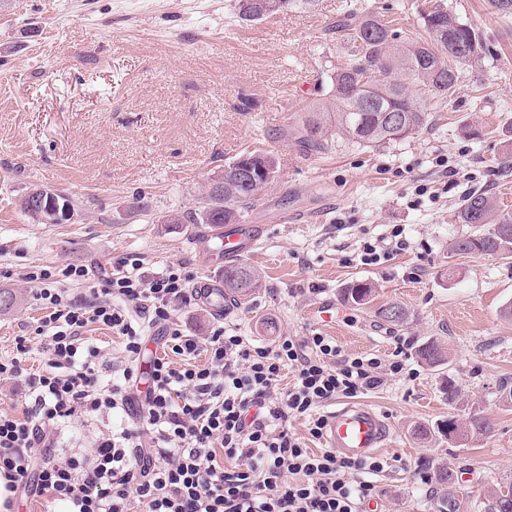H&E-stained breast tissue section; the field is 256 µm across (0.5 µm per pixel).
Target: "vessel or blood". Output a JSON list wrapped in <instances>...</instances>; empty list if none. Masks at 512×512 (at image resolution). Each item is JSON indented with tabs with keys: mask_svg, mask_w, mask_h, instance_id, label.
Returning <instances> with one entry per match:
<instances>
[{
	"mask_svg": "<svg viewBox=\"0 0 512 512\" xmlns=\"http://www.w3.org/2000/svg\"><path fill=\"white\" fill-rule=\"evenodd\" d=\"M264 234L260 224H238L225 230L224 256L235 259L251 253ZM390 429L383 416L366 405L340 403L329 413L324 434L328 448L352 459L374 455L387 445Z\"/></svg>",
	"mask_w": 512,
	"mask_h": 512,
	"instance_id": "b4317fda",
	"label": "vessel or blood"
}]
</instances>
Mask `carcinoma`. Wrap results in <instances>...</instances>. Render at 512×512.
Here are the masks:
<instances>
[{
    "label": "carcinoma",
    "mask_w": 512,
    "mask_h": 512,
    "mask_svg": "<svg viewBox=\"0 0 512 512\" xmlns=\"http://www.w3.org/2000/svg\"><path fill=\"white\" fill-rule=\"evenodd\" d=\"M427 37L422 40L398 41L397 32L380 21L363 4L356 2L336 20L332 30L349 40L351 58L336 66L330 76L325 101L313 105L298 130L305 147L317 153L330 148L323 133L324 120L333 118L336 128L362 147L381 146L405 139L425 126L427 112L414 99L444 98L453 94L459 81L460 67L479 57L483 49L481 36L467 22L447 10H431L421 15ZM361 99H370L372 110L356 112ZM261 188L246 185L226 174L207 193L206 206L189 212L187 224H211L222 228L239 220V210L251 208L259 201ZM459 218L476 231L454 241L450 252L497 254L512 258V211L501 208L495 197L472 191L462 200ZM261 287L257 271L238 264L224 267V297L243 299ZM373 288L355 282L344 291V299L356 306L372 301ZM375 315L395 326L407 324L408 311L399 304L379 306ZM427 366H441L448 352L431 342L418 350ZM495 428L490 418L473 412L462 427V435L486 437ZM430 479L441 492L439 507L451 503L450 512H461L455 495L456 485L449 481V468L441 465ZM487 512H512V487L491 491Z\"/></svg>",
    "instance_id": "obj_1"
}]
</instances>
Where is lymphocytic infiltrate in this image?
<instances>
[{
    "label": "lymphocytic infiltrate",
    "instance_id": "lymphocytic-infiltrate-1",
    "mask_svg": "<svg viewBox=\"0 0 512 512\" xmlns=\"http://www.w3.org/2000/svg\"><path fill=\"white\" fill-rule=\"evenodd\" d=\"M88 275L65 269L63 279L88 285L75 300L50 266L22 274L37 286L42 315L33 336H17L14 355L0 358V384L25 391L21 414L0 411V473L13 490L65 512H131L135 503L145 512H361L375 498L386 460L307 442L323 438L326 404L382 389L405 375L404 360L348 354L318 333L265 343L220 317L209 335H186L178 314L196 290L181 263L150 274L141 259L123 258L98 282ZM93 326L123 340L124 366L113 374L86 337ZM150 332L170 354L142 381ZM91 413L118 422L90 455H56L55 430ZM299 421L306 436L292 429Z\"/></svg>",
    "mask_w": 512,
    "mask_h": 512
}]
</instances>
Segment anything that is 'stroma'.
Listing matches in <instances>:
<instances>
[{
    "mask_svg": "<svg viewBox=\"0 0 512 512\" xmlns=\"http://www.w3.org/2000/svg\"><path fill=\"white\" fill-rule=\"evenodd\" d=\"M234 0H0V356L40 315L32 265H75L91 279L117 260L142 258L148 272L186 265L195 279H223L225 261L200 254L171 215L201 209L226 162L246 151L273 154L278 178L244 224L267 230L244 264L262 286L226 302L224 320L258 339L332 337L348 354L402 355L416 379H393L361 402L391 428L379 455L389 466L365 512H436L433 484L419 476L445 464L457 474L462 512H484L487 492L512 483V259L455 255L470 234L459 210L473 188L512 211V18L488 0H444L479 31L485 51L463 67L455 93L423 101L429 119L412 137L364 148L326 124L329 151L308 154L295 131L324 97L351 45L329 28L346 0H315L254 23L237 21ZM401 35H417L430 0H364ZM58 190L83 209L77 223L43 224L24 214L31 188ZM149 209H134L136 198ZM401 237H393V230ZM403 248H396V241ZM388 250L363 264L364 244ZM375 288L371 304L343 299L353 281ZM397 303L392 326L374 314ZM434 341L449 352L433 369L417 356ZM458 396L447 400L443 377ZM493 419L492 437L456 441L437 423L470 411ZM109 416L63 427L57 450L87 455Z\"/></svg>",
    "mask_w": 512,
    "mask_h": 512,
    "instance_id": "obj_1",
    "label": "stroma"
}]
</instances>
